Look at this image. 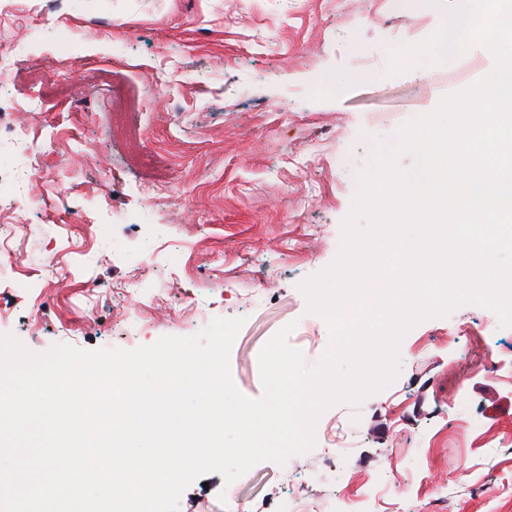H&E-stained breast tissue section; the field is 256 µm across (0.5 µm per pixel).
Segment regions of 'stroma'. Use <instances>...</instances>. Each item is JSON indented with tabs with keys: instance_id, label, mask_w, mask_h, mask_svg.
I'll list each match as a JSON object with an SVG mask.
<instances>
[{
	"instance_id": "35a3bbf8",
	"label": "stroma",
	"mask_w": 512,
	"mask_h": 512,
	"mask_svg": "<svg viewBox=\"0 0 512 512\" xmlns=\"http://www.w3.org/2000/svg\"><path fill=\"white\" fill-rule=\"evenodd\" d=\"M454 2L0 0V47L23 52L0 87V167L25 161L7 130L19 105L38 104L27 145L55 139L26 181L34 193L51 185L47 206L0 214L14 267L0 282V332L36 353L175 335L163 322L137 335L139 274L166 282L165 307L243 319L229 368L246 397L262 395L259 354L286 325L317 364L331 327L298 285L335 258L376 140L495 65L471 48L457 81L442 66L387 76L391 53L429 38ZM117 84L139 91L143 110L128 118L139 136L112 126ZM470 332L484 335L487 366L461 377ZM400 356L388 387L322 414L312 450L230 484L207 474L179 512H225L235 497L250 512H318L341 492L360 512H512V326L463 305L414 327ZM392 472L405 498L386 491Z\"/></svg>"
}]
</instances>
